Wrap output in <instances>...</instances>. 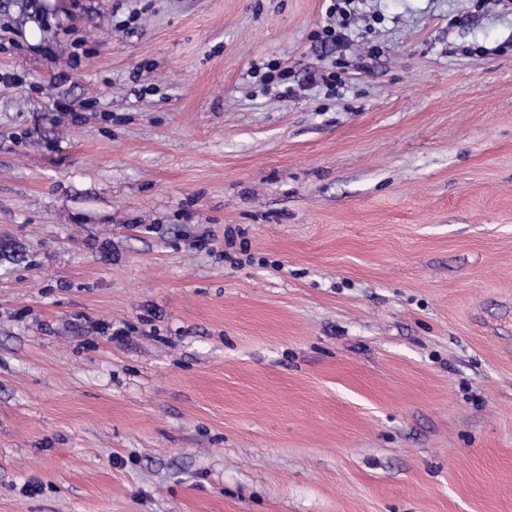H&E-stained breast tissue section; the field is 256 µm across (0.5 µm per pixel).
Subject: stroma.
<instances>
[{
	"label": "stroma",
	"mask_w": 512,
	"mask_h": 512,
	"mask_svg": "<svg viewBox=\"0 0 512 512\" xmlns=\"http://www.w3.org/2000/svg\"><path fill=\"white\" fill-rule=\"evenodd\" d=\"M328 5L0 0V512H512V0ZM351 1H354V0H331L330 1L333 3L328 7L327 13H329V15H331L332 17H335L338 14L342 18V22L339 25L340 26L339 31L336 29L335 26H332V25L326 26L323 28V33L325 35L326 40L336 43V41H341L347 36L344 32L341 31V28H343V29L346 28V26L348 24L346 22L347 13L343 9V7L340 6L341 5L340 2L350 5Z\"/></svg>",
	"instance_id": "obj_1"
}]
</instances>
